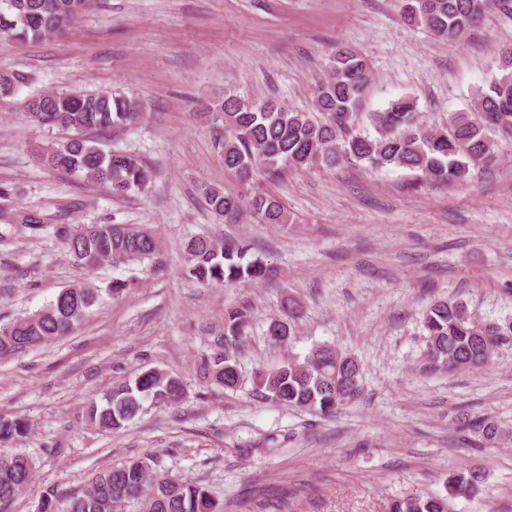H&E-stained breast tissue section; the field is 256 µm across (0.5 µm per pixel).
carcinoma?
Wrapping results in <instances>:
<instances>
[{"label":"carcinoma","instance_id":"cac0c4a2","mask_svg":"<svg viewBox=\"0 0 512 512\" xmlns=\"http://www.w3.org/2000/svg\"><path fill=\"white\" fill-rule=\"evenodd\" d=\"M492 0H407L404 22L422 26L450 43L457 42L485 16ZM93 0H0V37L41 39L61 34L87 11ZM499 75L479 90L470 112H456L441 126L420 120L416 100L403 96L369 115L375 135L360 132L359 116L372 84L368 59L347 46L336 47L329 73L315 90L314 111L289 108L276 99L250 104L230 88L215 97L211 108L214 148L245 181L279 179L316 166L333 168L347 159L372 168L396 167L416 174L427 185L452 186L466 181L470 167L499 161L498 133L512 137V49L502 52ZM29 122L58 129L63 137L36 149L48 169L62 170L108 188L113 197L146 192L152 171L132 154L104 150L93 132L116 133L144 119L138 100L121 92L62 91L31 98ZM201 196L219 223L235 222L249 211L261 224H289L291 218L278 197L263 192L249 196L203 185ZM72 264L93 269L102 264H136L152 258L160 241L137 224H84L57 228ZM249 248L227 239L192 238L183 247V275L215 284L258 283L273 275L267 260L245 259ZM129 284L115 282L101 289L79 282L61 289L55 299L37 311L0 322V357L55 341L78 329L105 303V297L123 293ZM285 317L272 320L267 336L283 342L301 319V308L285 302ZM248 308L226 311L224 338L202 357L204 378L226 389L240 385L237 354L249 323ZM428 356L435 364L469 371L486 367L499 344L512 339V322L481 323L466 304L438 299L422 313ZM258 392L279 405L321 417H331L359 392L356 360L335 346L319 344L301 361L291 359L257 375ZM184 382L164 370L151 368L121 381L91 404L85 414L90 425L105 431L122 428L146 410V403L177 405L183 401ZM466 429L486 441L501 435L490 418L465 421ZM29 426L19 419L0 417V505L13 501L34 479L35 463L26 454L5 446L26 438ZM484 471L472 467L451 472L445 493L394 500L389 512H451L452 501L476 496ZM66 512H117L131 502L140 512H224L208 487L177 480L149 459H123L95 474L88 487L66 495Z\"/></svg>","mask_w":512,"mask_h":512}]
</instances>
